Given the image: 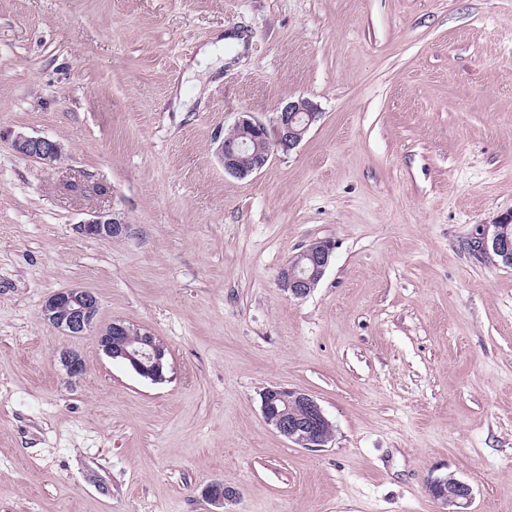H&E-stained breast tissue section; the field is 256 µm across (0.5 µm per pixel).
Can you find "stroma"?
Wrapping results in <instances>:
<instances>
[{
  "mask_svg": "<svg viewBox=\"0 0 512 512\" xmlns=\"http://www.w3.org/2000/svg\"><path fill=\"white\" fill-rule=\"evenodd\" d=\"M298 96L302 143L226 174L218 136ZM98 211L129 235H80ZM509 211L512 0H0V512H444L450 472L463 512H512V267L468 247ZM66 288L163 342L165 381L48 325ZM270 386L332 442L281 436ZM12 147L23 157L49 166L56 163L63 153V148L59 143L45 137L25 133H18L14 137ZM332 244L329 240H316L309 243L301 252V256L309 262L307 268H303L301 274L297 272L294 262L291 260L281 269L278 280L284 286L288 294L294 298L308 296L322 279L329 266L332 255ZM284 289V290H285ZM56 359L68 378H77L83 375L85 366L77 353L68 348L60 349ZM261 398L266 422L296 446L323 448L332 439L328 418L308 393L275 386L265 388ZM430 496L446 507L459 506L472 498V487L453 473L436 477L428 485Z\"/></svg>",
  "mask_w": 512,
  "mask_h": 512,
  "instance_id": "1",
  "label": "stroma"
}]
</instances>
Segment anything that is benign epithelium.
Returning <instances> with one entry per match:
<instances>
[{"label":"benign epithelium","instance_id":"obj_1","mask_svg":"<svg viewBox=\"0 0 512 512\" xmlns=\"http://www.w3.org/2000/svg\"><path fill=\"white\" fill-rule=\"evenodd\" d=\"M321 117L317 105L308 98L290 99L278 108L273 130L243 115L233 125L234 135L223 138L219 145V158L224 171L245 177L262 169L276 150L289 152L303 141L310 127ZM13 149L30 160L53 165L63 153L62 146L45 137L17 134ZM512 212L502 214L493 221L491 235L475 238L477 252L498 254L501 262L512 265ZM88 238L112 240L127 236L129 225L115 212L99 211L78 226ZM332 244L328 240L309 243L301 252L309 265L297 272L293 262L280 271L278 280L288 283V294L294 298L308 296L322 279L329 266ZM99 299L83 288H68L52 294L42 305V315L53 327L72 337L83 336L96 329L102 352L138 376L153 383L166 380L168 369L165 346L151 333L144 331L138 345L121 341L129 328L122 321H113L98 327ZM56 359L69 378L83 375L85 366L77 353L60 349ZM262 412L266 422L280 435L301 448H324L332 439L331 424L322 407L309 394L284 387H269L262 393ZM430 496L443 505L459 506L472 498V487L453 473L436 477L428 485ZM209 500L219 506L235 498L236 490L222 483L206 488Z\"/></svg>","mask_w":512,"mask_h":512}]
</instances>
